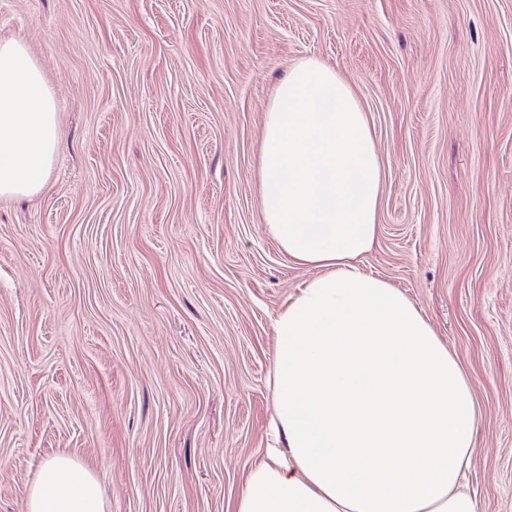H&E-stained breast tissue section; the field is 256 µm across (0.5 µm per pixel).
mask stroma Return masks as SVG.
Returning <instances> with one entry per match:
<instances>
[{"label": "stroma", "mask_w": 512, "mask_h": 512, "mask_svg": "<svg viewBox=\"0 0 512 512\" xmlns=\"http://www.w3.org/2000/svg\"><path fill=\"white\" fill-rule=\"evenodd\" d=\"M51 89L44 189L0 198V512L66 455L107 512H232L274 415L273 321L312 268L267 234L279 81L331 67L384 184L362 269L479 407L463 477L512 512V0H0Z\"/></svg>", "instance_id": "obj_1"}]
</instances>
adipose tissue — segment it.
Returning a JSON list of instances; mask_svg holds the SVG:
<instances>
[{
	"instance_id": "adipose-tissue-1",
	"label": "adipose tissue",
	"mask_w": 512,
	"mask_h": 512,
	"mask_svg": "<svg viewBox=\"0 0 512 512\" xmlns=\"http://www.w3.org/2000/svg\"><path fill=\"white\" fill-rule=\"evenodd\" d=\"M56 106L18 41L0 42V197L44 187ZM268 234L316 268L279 312L274 437L233 512H478L460 478L478 406L455 354L408 297L357 265L373 245L384 170L351 87L314 59L265 114L259 170ZM27 512H106L95 477L59 456Z\"/></svg>"
}]
</instances>
